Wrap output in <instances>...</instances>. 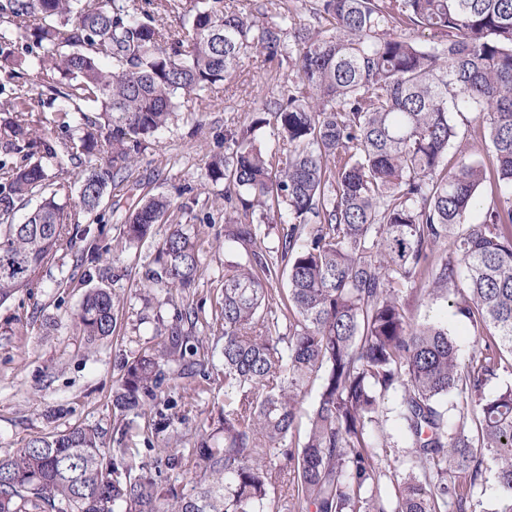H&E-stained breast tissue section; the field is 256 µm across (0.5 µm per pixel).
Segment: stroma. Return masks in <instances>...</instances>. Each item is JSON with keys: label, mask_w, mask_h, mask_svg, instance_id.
Listing matches in <instances>:
<instances>
[{"label": "stroma", "mask_w": 512, "mask_h": 512, "mask_svg": "<svg viewBox=\"0 0 512 512\" xmlns=\"http://www.w3.org/2000/svg\"><path fill=\"white\" fill-rule=\"evenodd\" d=\"M277 94L260 60L243 56L235 79L211 111L180 112L144 153L134 172L141 185L124 182L109 191L108 203L120 213L146 192L164 194L182 205L181 222L194 229L203 266L194 288L144 294L155 249H115L120 227L110 222L93 240L60 254L40 273L34 288L0 305V458L12 456L32 438L90 425L99 429L105 447L139 449L152 463L158 449L188 447L197 434L217 426L224 408V340L212 317L224 269L236 261L237 253L224 247V186L209 181L206 173L213 156L224 151L225 125L251 120L254 102ZM208 213L213 223H204ZM93 243L103 250L99 264H77L78 250ZM103 268L110 270L109 286L119 297L116 325L111 336L91 345L75 312L88 291L98 286ZM186 299L202 310L193 344L198 358L208 362L209 373L182 379L174 365H166L161 396L172 401L167 414L174 428L156 437L151 419L138 418L130 425L122 420L113 408L112 391L122 365L156 347L160 321L171 320ZM406 307L416 322L447 324L462 357L480 349L479 338L454 315L450 297L411 296Z\"/></svg>", "instance_id": "obj_1"}]
</instances>
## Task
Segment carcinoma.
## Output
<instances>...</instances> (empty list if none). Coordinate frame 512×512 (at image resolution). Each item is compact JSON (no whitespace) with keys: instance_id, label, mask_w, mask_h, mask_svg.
I'll use <instances>...</instances> for the list:
<instances>
[{"instance_id":"cac0c4a2","label":"carcinoma","mask_w":512,"mask_h":512,"mask_svg":"<svg viewBox=\"0 0 512 512\" xmlns=\"http://www.w3.org/2000/svg\"><path fill=\"white\" fill-rule=\"evenodd\" d=\"M304 2L313 22L291 28L284 0L257 13L250 0H0V72L33 68L38 95L59 101L50 133L33 88L0 102V304L105 223L108 188L186 103L207 111L242 56L292 72L259 116L225 129L224 156L209 165L224 181V246L239 260L217 316L221 424L163 449L170 470L193 460L185 485L78 426L0 459V512H476L472 490L491 470L499 512H512V387L490 388L512 370V0ZM464 114L481 118L470 134L455 121ZM263 127L270 147L257 141ZM483 141L491 159L467 160ZM64 153L81 168L73 210L61 202L72 188ZM482 188L494 198L471 224ZM177 209L158 194L116 217L128 248L171 226L151 290L202 276ZM263 224L288 225L278 247L264 245ZM414 292L453 294L480 352L463 361L447 326L411 322ZM117 300L109 288L86 295L77 319L89 341L112 335ZM199 320L183 308L154 352L126 363L116 410L155 413L157 433L172 426L152 411L162 363L203 373L188 355ZM389 398L414 453L405 473L388 437L370 434Z\"/></svg>"}]
</instances>
